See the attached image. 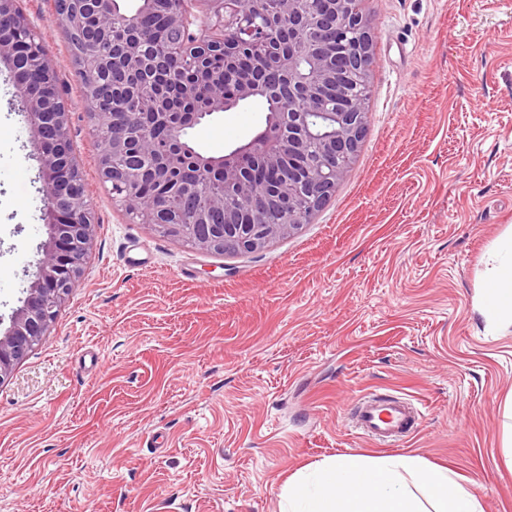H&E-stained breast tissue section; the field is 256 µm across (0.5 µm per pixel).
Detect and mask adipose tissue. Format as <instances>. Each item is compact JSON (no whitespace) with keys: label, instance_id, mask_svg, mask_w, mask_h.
Here are the masks:
<instances>
[{"label":"adipose tissue","instance_id":"adipose-tissue-1","mask_svg":"<svg viewBox=\"0 0 512 512\" xmlns=\"http://www.w3.org/2000/svg\"><path fill=\"white\" fill-rule=\"evenodd\" d=\"M496 260L476 308L496 327L512 326V240ZM280 512H483L475 486L414 456L343 454L288 478Z\"/></svg>","mask_w":512,"mask_h":512}]
</instances>
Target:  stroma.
<instances>
[{
    "label": "stroma",
    "instance_id": "35a3bbf8",
    "mask_svg": "<svg viewBox=\"0 0 512 512\" xmlns=\"http://www.w3.org/2000/svg\"><path fill=\"white\" fill-rule=\"evenodd\" d=\"M68 88L95 229L50 334L0 384V512H279L326 457L413 455L512 512V327L475 307L512 231V0H361L367 136L301 231L224 255L137 223L100 180L55 0H18ZM248 99L187 134L219 157L264 127ZM39 148L0 61V319L48 239ZM427 416L399 445L355 397ZM356 428L381 446L408 438L425 420V414L402 397L366 394L356 398Z\"/></svg>",
    "mask_w": 512,
    "mask_h": 512
}]
</instances>
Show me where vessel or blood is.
Masks as SVG:
<instances>
[{"label":"vessel or blood","mask_w":512,"mask_h":512,"mask_svg":"<svg viewBox=\"0 0 512 512\" xmlns=\"http://www.w3.org/2000/svg\"><path fill=\"white\" fill-rule=\"evenodd\" d=\"M424 419V413L405 398L377 394L358 397L353 415L356 428L382 446L408 438Z\"/></svg>","instance_id":"vessel-or-blood-1"}]
</instances>
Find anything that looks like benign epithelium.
<instances>
[{"label":"benign epithelium","mask_w":512,"mask_h":512,"mask_svg":"<svg viewBox=\"0 0 512 512\" xmlns=\"http://www.w3.org/2000/svg\"><path fill=\"white\" fill-rule=\"evenodd\" d=\"M193 2L145 0L149 9L166 5L175 32L159 49L141 35L137 17L112 10V0H63L62 25L84 50L77 73L85 103L91 107L110 94L115 102L137 104L133 110L93 113L97 124L111 127L109 142H98L100 178L140 223L166 236L215 253L262 250L311 223L367 133L362 91H354L351 108L341 111L336 90L354 76L366 83L368 73L348 60L330 59L318 34L334 31L336 40L354 46V54L365 59L371 30L354 7L356 0H274V14L248 9L244 0H200L214 25L222 27L226 44L269 48L278 40L274 20L288 28V52L278 56L274 72L260 66L234 75L239 98H250L260 87L280 111L252 140L215 159L185 150L182 126L168 111L166 91L152 82L155 75L171 74L173 62L189 63L192 55L217 44L190 12ZM89 12L98 15L91 32L84 25ZM21 39L29 41L41 74L56 75L46 46L36 39L16 0H0V59L13 60L14 43ZM18 87L40 149L49 236L34 280L9 326L0 331V383L48 336L94 232L92 204L79 169L67 183L56 181L59 166L74 156L68 112L59 98L43 97L32 84ZM253 155L273 174L263 189L245 168V159ZM146 181L179 182L182 204L173 221H162L165 209L139 198Z\"/></svg>","instance_id":"obj_1"}]
</instances>
